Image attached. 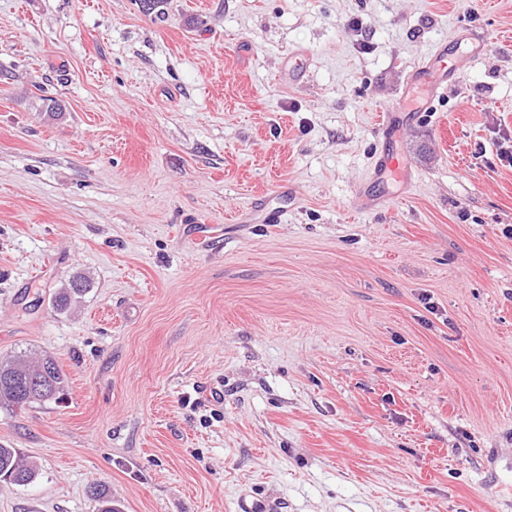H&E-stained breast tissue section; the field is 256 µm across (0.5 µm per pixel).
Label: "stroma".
Instances as JSON below:
<instances>
[{
  "mask_svg": "<svg viewBox=\"0 0 512 512\" xmlns=\"http://www.w3.org/2000/svg\"><path fill=\"white\" fill-rule=\"evenodd\" d=\"M165 10L0 0V359L69 381L0 409L37 470L0 512H512V0ZM440 41L412 182L372 181ZM458 67L453 59H448L445 43L436 45L428 54V59L408 72L402 88L400 100L383 111L379 130L383 144L375 154L372 176L377 180H386L393 173L407 177L409 169L404 161L388 147L395 133L403 126L408 114L404 112H426L440 90L448 86V81L456 79ZM406 99L416 101L417 106L409 108Z\"/></svg>",
  "mask_w": 512,
  "mask_h": 512,
  "instance_id": "obj_1",
  "label": "stroma"
}]
</instances>
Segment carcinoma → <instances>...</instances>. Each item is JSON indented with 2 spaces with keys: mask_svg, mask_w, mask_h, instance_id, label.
Returning <instances> with one entry per match:
<instances>
[{
  "mask_svg": "<svg viewBox=\"0 0 512 512\" xmlns=\"http://www.w3.org/2000/svg\"><path fill=\"white\" fill-rule=\"evenodd\" d=\"M87 289V279L74 277L69 286L57 295L56 306L67 308L72 296ZM68 391V379L57 361L45 356L31 362L23 355L0 361V409L24 411L47 402L61 403ZM16 485H27L35 479V470L23 463L17 451L0 445V479ZM90 494L99 505V512H122L112 503V496L103 484L90 486Z\"/></svg>",
  "mask_w": 512,
  "mask_h": 512,
  "instance_id": "cac0c4a2",
  "label": "carcinoma"
}]
</instances>
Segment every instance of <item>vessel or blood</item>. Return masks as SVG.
Here are the masks:
<instances>
[{"instance_id": "vessel-or-blood-1", "label": "vessel or blood", "mask_w": 512, "mask_h": 512, "mask_svg": "<svg viewBox=\"0 0 512 512\" xmlns=\"http://www.w3.org/2000/svg\"><path fill=\"white\" fill-rule=\"evenodd\" d=\"M457 72L456 62L449 59L442 44L434 46L427 60L409 71L400 101L383 111L380 117L379 134L384 145L374 157L371 174L375 179L384 180L395 173L407 174L404 161L389 147L406 118L407 103L415 101L417 111H428L437 93L446 89L449 81L455 80Z\"/></svg>"}]
</instances>
